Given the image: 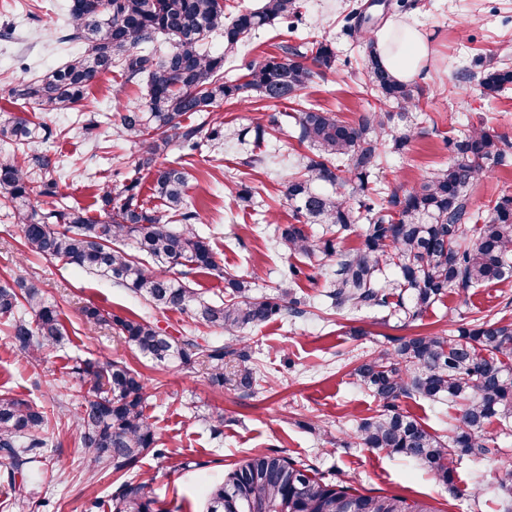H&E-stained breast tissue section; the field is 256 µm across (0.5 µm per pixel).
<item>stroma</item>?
<instances>
[{
    "label": "stroma",
    "mask_w": 512,
    "mask_h": 512,
    "mask_svg": "<svg viewBox=\"0 0 512 512\" xmlns=\"http://www.w3.org/2000/svg\"><path fill=\"white\" fill-rule=\"evenodd\" d=\"M353 2L303 0L298 19L259 30L240 47L225 80L240 78L250 62L283 56L285 48L328 41L336 51L337 68L315 77L301 91V100L345 121L369 110L374 99L361 80L366 49L342 31ZM68 8L69 0H0V119L30 116L36 110L33 104L11 100V83L48 74L83 51L82 42L61 39ZM387 17L429 35L431 55L427 75L415 81L424 91L413 111L420 135L403 152H385L370 179L383 193L419 187L432 169L449 162L450 142L471 127L482 125L512 138V89L488 95L476 81L488 63L512 67V54L504 51L512 46V0H408L406 7H392ZM145 96V83L125 82L112 70L91 87L86 107L114 113L119 105L143 102ZM292 107L289 100L259 97L248 104L223 103L214 110L229 132L223 142H206L190 153L176 146L167 152L168 160L179 161L189 174L188 193L201 214L202 232L210 237L225 271L250 281L255 294L273 296L288 289L300 301L301 314L238 334L263 373L255 394L244 397L231 385H213L200 361L180 369L157 366L112 330L86 323L83 308L96 306L150 317L174 336H196L204 343L229 339L188 314L150 306L110 278L24 254L20 228L1 208L0 284L19 276L34 282L57 305L69 340L34 366L0 321V393L49 411L60 406L72 410L81 399L70 373L74 361L103 352L138 369L150 387L147 413L168 456L142 455L133 473L150 480L149 494L163 512H205L210 488L262 453L291 458L362 494L419 502L428 512H501L502 501L494 493L504 475L490 459L454 460L456 482L449 487L408 458L360 447L354 437L357 426L379 414L382 404L357 384L352 371L366 356L394 350L403 337L454 330L484 314L512 322V276L451 290L412 323L402 314L381 310H330L326 292L333 259L304 265L303 277L289 279L293 259L276 247L273 232L275 224L293 221L283 183L304 148L290 128L260 144L253 130L257 119ZM42 119L58 133L68 132L47 144L61 160L55 176L58 200L103 218L97 186L115 173L130 172L136 146L116 137L110 148H93L74 133L71 112H46ZM257 146L268 155V163L255 169L242 166ZM233 179L250 189V202L233 204L227 190ZM399 408L430 431H448L447 402L404 397ZM217 412L224 416L223 425L210 419ZM42 436L47 445L41 463L16 478L28 491L27 502L10 512H86L94 500L99 512H112L111 499L120 486L116 475L90 474L67 425L51 424Z\"/></svg>",
    "instance_id": "35a3bbf8"
}]
</instances>
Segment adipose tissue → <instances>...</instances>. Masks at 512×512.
<instances>
[{
	"label": "adipose tissue",
	"instance_id": "ef3b65f1",
	"mask_svg": "<svg viewBox=\"0 0 512 512\" xmlns=\"http://www.w3.org/2000/svg\"><path fill=\"white\" fill-rule=\"evenodd\" d=\"M381 62L401 81L419 78L425 70L428 47L416 27L394 23L373 35Z\"/></svg>",
	"mask_w": 512,
	"mask_h": 512
}]
</instances>
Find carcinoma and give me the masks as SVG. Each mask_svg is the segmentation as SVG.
<instances>
[{
  "mask_svg": "<svg viewBox=\"0 0 512 512\" xmlns=\"http://www.w3.org/2000/svg\"><path fill=\"white\" fill-rule=\"evenodd\" d=\"M220 0H71L67 34L87 50L61 68L24 79L10 90L15 101H31L42 112H76L85 107L98 77L117 69L128 83L147 80V97L136 107L114 115L118 136L138 147L134 174L120 183L105 182L100 200L106 219L54 202L33 204L36 193L55 194L53 173L59 160L39 145L54 136L42 121H0V140L21 150L23 161L0 158V206L12 209L20 224L25 253L60 259L65 264L112 278L159 309L188 312L196 321L230 335L298 312L293 293L275 297L250 294L248 282L224 272L208 237L197 229L200 214L186 192L185 168L159 161L172 145L195 151L202 137L224 138V123H195L193 113L210 112L224 101L248 103L294 99L315 76L336 69V52L326 41H314L291 57H269L246 66L243 80L224 81V68L251 34L275 21L297 18L302 0H261L255 9L228 16ZM360 7L344 16L343 31L367 48L363 82L376 105L348 122L313 104L296 110L294 138L307 145L295 171L284 182V196L294 207L295 222L276 228L275 243L286 253L308 261L336 258L328 298L336 311L393 308L411 321L453 288L467 289L500 281L512 273V195L490 200L486 212L471 211L470 194L492 168L506 161L512 142L484 126H474L450 143L448 165L435 169L417 188L394 190L382 203L369 195V178L381 163L385 147L402 152L418 136L408 108L420 106L423 91L395 78L384 68L370 34L374 27ZM159 34L176 45L157 56L141 50ZM218 34L224 51L212 53L204 40ZM480 85L498 93L512 85V69L488 66ZM395 104L399 112H385ZM102 120L85 115L81 133L99 142ZM152 178V195L164 213L140 200L137 173ZM41 177L34 186L32 174ZM338 188L328 194L315 189ZM313 224L343 234L359 227L360 245L338 251L334 240H316ZM392 268L397 278L388 294L381 276ZM191 273L224 280L221 304L198 299L181 277ZM396 297L390 302L389 297ZM0 317L24 357L38 362L44 351L67 337L57 307L37 285L18 277L0 285ZM86 322L108 326L142 355L162 367H184L204 357L212 381L248 396L261 377L247 346L238 339L203 345L196 336H171L150 319L119 315L97 307L84 310ZM237 362L232 378L224 376L226 360ZM76 384L88 388L78 403L72 427L89 468H108L125 476L112 498L113 512H163L147 494L149 480L127 476L140 456L166 457L146 413L148 385L134 367L100 354L71 367ZM361 387L383 403L382 413L364 420L356 439L365 448L413 459L434 478L454 485V457L493 454L486 427L512 414V323L486 314L461 326L454 336L439 333L404 337L391 353L363 360L353 370ZM418 395L448 400L456 424L448 439L428 431L400 411L397 402ZM48 424L45 408L24 399L0 395V456L10 460L11 486L16 475L41 458L46 440L37 432ZM207 512H424L401 497L354 493L281 455H256L210 491Z\"/></svg>",
  "mask_w": 512,
  "mask_h": 512,
  "instance_id": "1",
  "label": "carcinoma"
}]
</instances>
